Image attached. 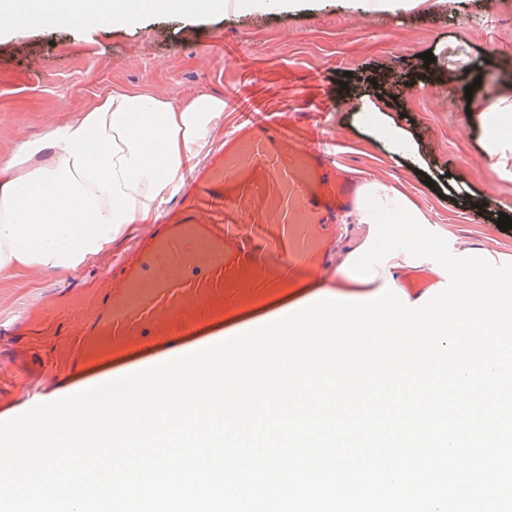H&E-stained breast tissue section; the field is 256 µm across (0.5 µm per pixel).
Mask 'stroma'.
Returning a JSON list of instances; mask_svg holds the SVG:
<instances>
[{
    "instance_id": "obj_1",
    "label": "stroma",
    "mask_w": 512,
    "mask_h": 512,
    "mask_svg": "<svg viewBox=\"0 0 512 512\" xmlns=\"http://www.w3.org/2000/svg\"><path fill=\"white\" fill-rule=\"evenodd\" d=\"M431 52L432 64L422 55ZM444 94H435L437 85ZM115 85L169 99L193 90L258 100L283 116L318 111L354 175L383 173L440 229L477 250L512 255V229L497 226L487 199L512 201V176L472 165L483 149L479 115L512 93V0H429L353 23L342 0H312L296 14H211L193 27L149 16L132 29H23L0 40V159L67 112L86 109ZM473 94H466V86ZM386 126L413 150L394 154ZM112 260L66 278L0 282V421L162 364L163 345L127 351L96 372L56 365L72 329L60 303L102 295Z\"/></svg>"
}]
</instances>
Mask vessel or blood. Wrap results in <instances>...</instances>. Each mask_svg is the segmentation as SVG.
Returning <instances> with one entry per match:
<instances>
[{
    "label": "vessel or blood",
    "mask_w": 512,
    "mask_h": 512,
    "mask_svg": "<svg viewBox=\"0 0 512 512\" xmlns=\"http://www.w3.org/2000/svg\"><path fill=\"white\" fill-rule=\"evenodd\" d=\"M224 135V147L187 186L138 256L92 301V322L70 348L93 361L138 343L178 349L192 327L315 275L336 239L337 217L356 188L329 140H315L306 115L291 127L254 115ZM267 224L268 247L247 227Z\"/></svg>",
    "instance_id": "obj_1"
}]
</instances>
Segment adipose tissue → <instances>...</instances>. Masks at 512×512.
Wrapping results in <instances>:
<instances>
[{
    "label": "adipose tissue",
    "instance_id": "ef3b65f1",
    "mask_svg": "<svg viewBox=\"0 0 512 512\" xmlns=\"http://www.w3.org/2000/svg\"><path fill=\"white\" fill-rule=\"evenodd\" d=\"M299 0H0V36L20 27L131 26L149 13L186 23L227 8L237 13L294 11ZM487 146L476 165L499 168L512 152V98L483 112ZM224 136V98L203 90L179 101L115 86L81 112L50 122L0 162V280L68 276L111 255L117 241L159 218L185 171ZM337 264L288 292L296 304L321 291L367 296L407 273L403 257L373 281Z\"/></svg>",
    "mask_w": 512,
    "mask_h": 512
}]
</instances>
